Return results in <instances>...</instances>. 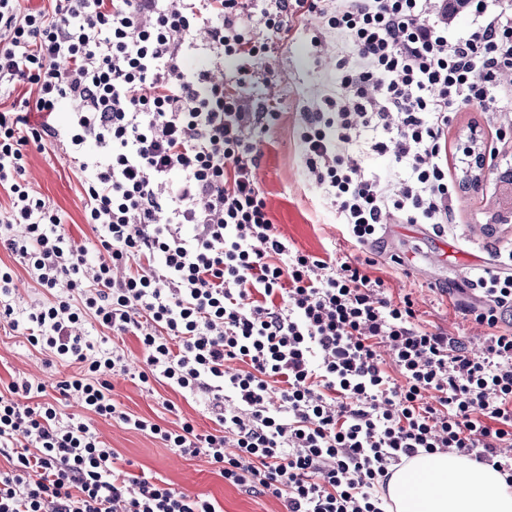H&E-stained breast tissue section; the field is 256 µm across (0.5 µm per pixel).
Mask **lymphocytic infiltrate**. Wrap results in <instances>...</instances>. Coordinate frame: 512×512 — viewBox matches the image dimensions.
Here are the masks:
<instances>
[{"label": "lymphocytic infiltrate", "instance_id": "lymphocytic-infiltrate-1", "mask_svg": "<svg viewBox=\"0 0 512 512\" xmlns=\"http://www.w3.org/2000/svg\"><path fill=\"white\" fill-rule=\"evenodd\" d=\"M249 0H0V86H36L0 110V249L44 298L27 312L32 347L77 365L63 397L207 457L234 485L287 512H388L393 472L434 453L491 466L512 486V273L484 269L469 306L480 351L416 327L410 297L350 258L291 250L266 211L255 133L279 118L245 96L256 61L316 18L346 43L336 85L302 109L301 157L365 247L390 220L446 233L448 115L512 97V0H268L259 38ZM469 14L472 26L455 34ZM207 53L204 66L185 63ZM234 76L216 81L225 60ZM69 107L66 122L55 114ZM40 113L41 122L30 120ZM389 156L368 175L356 145ZM61 144L83 176L93 247L75 245L58 210L25 184L29 147ZM139 341L143 386L207 394L215 431L167 429L112 397L125 352L82 336L87 320ZM387 347L400 374L383 369ZM33 378L0 392V512H216L200 494L131 478L82 415L34 403Z\"/></svg>", "mask_w": 512, "mask_h": 512}]
</instances>
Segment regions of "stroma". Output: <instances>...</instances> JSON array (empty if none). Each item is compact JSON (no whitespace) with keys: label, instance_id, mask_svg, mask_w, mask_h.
Instances as JSON below:
<instances>
[{"label":"stroma","instance_id":"35a3bbf8","mask_svg":"<svg viewBox=\"0 0 512 512\" xmlns=\"http://www.w3.org/2000/svg\"><path fill=\"white\" fill-rule=\"evenodd\" d=\"M316 34L322 40L318 48L311 44ZM343 48L335 34L316 33L314 19L308 18L293 38L278 42L255 66L262 80L258 93H269L280 112L276 123L258 139L262 156L257 177L268 214L289 246L303 254L374 259L376 273L392 296L412 300L416 324L478 347L486 329L464 315L461 305L470 298L467 287L477 271L472 257L487 259L496 251L512 250V223L495 218L502 196L497 175L512 167V99L496 100L489 112L472 107L448 115L449 149H458L469 127L475 125L493 159L481 190L456 186L453 222L446 235L438 237L424 232L421 225L395 222L387 225L380 243L359 248L344 239L335 206L309 180L298 138L302 107L333 84L336 57ZM25 179L34 193L58 209L76 244L94 242L95 234L84 220L81 175L62 146L29 149ZM119 344L130 370L129 375L112 380L113 397L122 409L168 429L185 419L198 431L214 430L206 395L184 393L163 382L142 387L131 377L142 361L136 337L120 338ZM74 370V365L53 360L50 352L32 347L21 329L0 322V381L39 378L46 386L43 400L60 401L63 412L77 413L81 411L77 399L60 400L56 388ZM85 418L131 475H152L176 490L205 495L217 512H286L281 500L225 483L205 456H181L161 439L91 412Z\"/></svg>","mask_w":512,"mask_h":512}]
</instances>
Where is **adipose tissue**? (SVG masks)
Listing matches in <instances>:
<instances>
[{"mask_svg":"<svg viewBox=\"0 0 512 512\" xmlns=\"http://www.w3.org/2000/svg\"><path fill=\"white\" fill-rule=\"evenodd\" d=\"M396 512H512V488L492 467L446 454L416 458L393 475Z\"/></svg>","mask_w":512,"mask_h":512,"instance_id":"adipose-tissue-1","label":"adipose tissue"}]
</instances>
